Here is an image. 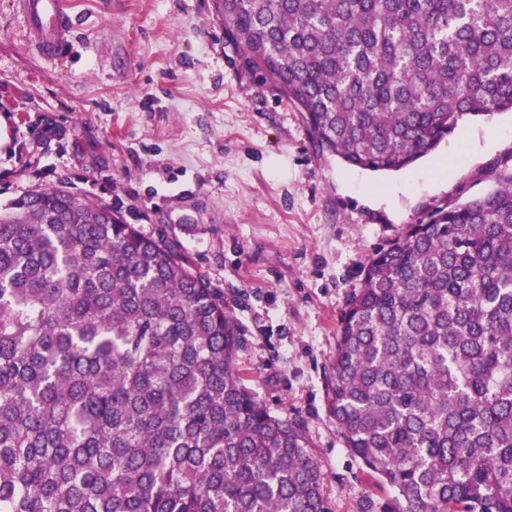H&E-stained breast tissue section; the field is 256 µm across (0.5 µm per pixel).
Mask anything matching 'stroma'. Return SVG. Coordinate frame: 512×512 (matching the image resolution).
Listing matches in <instances>:
<instances>
[{
  "label": "stroma",
  "instance_id": "1",
  "mask_svg": "<svg viewBox=\"0 0 512 512\" xmlns=\"http://www.w3.org/2000/svg\"><path fill=\"white\" fill-rule=\"evenodd\" d=\"M62 60L0 0V204L65 182L168 241L224 295L245 383L297 416L330 512L392 494L336 428L326 382L366 260L435 207L512 173V112L467 118L377 175L323 158L299 112L243 66L213 0H70Z\"/></svg>",
  "mask_w": 512,
  "mask_h": 512
}]
</instances>
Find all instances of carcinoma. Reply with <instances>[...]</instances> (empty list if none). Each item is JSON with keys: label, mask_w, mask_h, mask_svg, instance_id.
<instances>
[{"label": "carcinoma", "mask_w": 512, "mask_h": 512, "mask_svg": "<svg viewBox=\"0 0 512 512\" xmlns=\"http://www.w3.org/2000/svg\"><path fill=\"white\" fill-rule=\"evenodd\" d=\"M320 155L402 170L512 112V0H220ZM224 297L64 184L0 204V512H329ZM381 512H512V174L365 263L327 379Z\"/></svg>", "instance_id": "carcinoma-1"}]
</instances>
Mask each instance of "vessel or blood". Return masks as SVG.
<instances>
[{
	"instance_id": "obj_1",
	"label": "vessel or blood",
	"mask_w": 512,
	"mask_h": 512,
	"mask_svg": "<svg viewBox=\"0 0 512 512\" xmlns=\"http://www.w3.org/2000/svg\"><path fill=\"white\" fill-rule=\"evenodd\" d=\"M27 23L30 42L39 54L55 58L68 48L73 16L68 0H17Z\"/></svg>"
}]
</instances>
